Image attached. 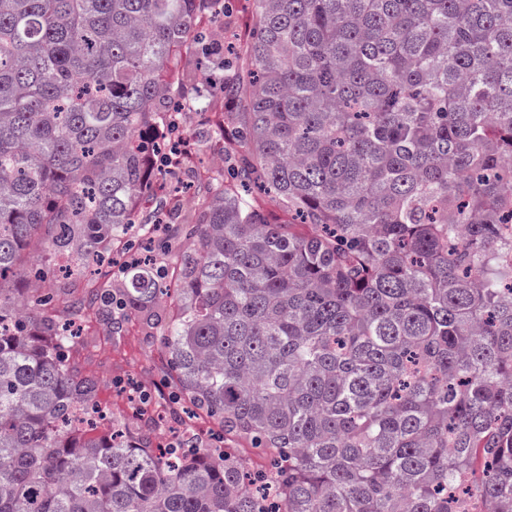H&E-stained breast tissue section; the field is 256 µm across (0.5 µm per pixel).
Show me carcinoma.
<instances>
[{"instance_id": "obj_1", "label": "carcinoma", "mask_w": 512, "mask_h": 512, "mask_svg": "<svg viewBox=\"0 0 512 512\" xmlns=\"http://www.w3.org/2000/svg\"><path fill=\"white\" fill-rule=\"evenodd\" d=\"M251 2L214 88L228 0H0V512H512V0ZM216 94L234 163L188 171L190 220L143 207ZM161 223L168 264L42 288ZM163 297L221 452L77 417L57 310L117 333Z\"/></svg>"}]
</instances>
